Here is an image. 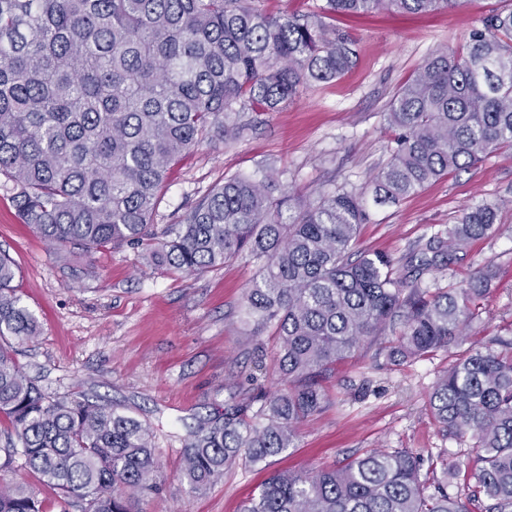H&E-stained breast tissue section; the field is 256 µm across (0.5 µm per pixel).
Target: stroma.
Returning a JSON list of instances; mask_svg holds the SVG:
<instances>
[{
	"label": "stroma",
	"instance_id": "obj_1",
	"mask_svg": "<svg viewBox=\"0 0 512 512\" xmlns=\"http://www.w3.org/2000/svg\"><path fill=\"white\" fill-rule=\"evenodd\" d=\"M512 0H465L422 15L385 12L337 18L357 40L358 58L344 76L311 85L274 112H243L245 130L224 143L206 137L170 170L153 231L172 224L224 179L271 171L302 203L341 187L369 189L387 163L393 132L384 114L396 90L433 52L465 47L480 18ZM499 206L497 233L474 241L452 267L426 272L425 288H463L486 265L496 277L478 302L459 347L401 364L362 346L340 363L322 411L300 424L295 445L266 461L237 463L200 494L181 474L182 437L228 395L251 398L278 385L275 337L248 336L242 305L259 265L246 255L200 274L159 269L143 246L62 250L20 220L0 184V250L17 267V294L41 326L12 341L21 372L47 393L81 394L146 423L153 432L159 492L141 495L140 512H242L276 470L333 468L374 448L446 451L471 462L470 443L442 435L427 405L439 377L461 352L490 338L512 340V150L449 173L396 204L370 205L354 251L401 260L479 203ZM0 480L30 486L45 512H81L21 465Z\"/></svg>",
	"mask_w": 512,
	"mask_h": 512
}]
</instances>
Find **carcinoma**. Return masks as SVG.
Masks as SVG:
<instances>
[{"mask_svg": "<svg viewBox=\"0 0 512 512\" xmlns=\"http://www.w3.org/2000/svg\"><path fill=\"white\" fill-rule=\"evenodd\" d=\"M459 0H324L307 13L272 14L256 0H0V177L22 223L48 244L87 252L153 242L166 270L201 273L248 253L259 278L245 295L250 335L274 329L287 388L257 409L231 397L224 412L182 439L184 480L195 493L239 460L294 447L295 427L318 413L336 365L397 323L389 361L415 360L462 342L472 305L495 278L491 265L461 290L421 287L495 233L498 207L465 212L401 265L352 252L370 219L365 192L345 187L294 206L278 182L234 176L192 206L157 242L151 221L169 169L208 133L235 139L239 113L274 112L300 88L329 83L356 62V41L336 15L424 14ZM395 132L372 180L377 205L396 204L452 170L512 147V8L494 11L461 52L438 50L395 92L385 113ZM0 252V416L16 459L83 512H138L156 484L157 450L139 419L79 395H46L27 380L10 337L39 333ZM428 405L442 432L474 440L465 499L439 482L428 492L423 458L373 449L339 468L277 472L244 512H512V347L458 358ZM0 512H43L21 484L0 487Z\"/></svg>", "mask_w": 512, "mask_h": 512, "instance_id": "cac0c4a2", "label": "carcinoma"}]
</instances>
